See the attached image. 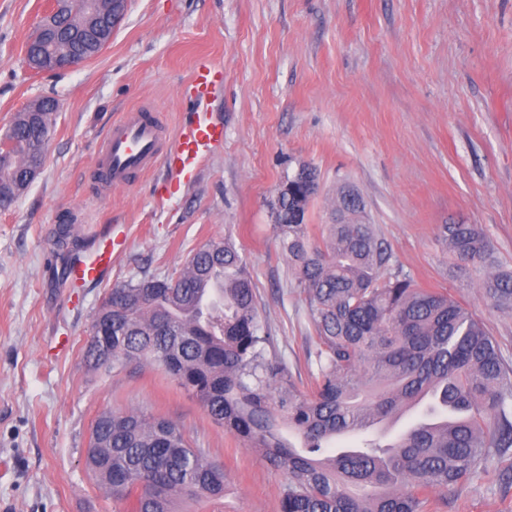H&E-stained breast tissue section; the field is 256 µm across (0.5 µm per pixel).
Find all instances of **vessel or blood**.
Here are the masks:
<instances>
[{
  "mask_svg": "<svg viewBox=\"0 0 512 512\" xmlns=\"http://www.w3.org/2000/svg\"><path fill=\"white\" fill-rule=\"evenodd\" d=\"M224 87V69L210 63L200 64L189 90L197 112L184 118L174 137H167L159 117L146 110L128 112L112 123L98 155V172L109 185L129 183L132 179L163 164L169 173L164 186L167 196L194 183L202 163L224 142V125L202 105ZM124 249L123 241L112 233L98 234L94 253L75 259L66 266V279L73 288H84L98 281L112 267L113 256Z\"/></svg>",
  "mask_w": 512,
  "mask_h": 512,
  "instance_id": "vessel-or-blood-1",
  "label": "vessel or blood"
}]
</instances>
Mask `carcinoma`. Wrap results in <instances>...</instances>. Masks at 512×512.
Segmentation results:
<instances>
[{
  "label": "carcinoma",
  "instance_id": "carcinoma-1",
  "mask_svg": "<svg viewBox=\"0 0 512 512\" xmlns=\"http://www.w3.org/2000/svg\"><path fill=\"white\" fill-rule=\"evenodd\" d=\"M82 4L71 0L61 21L71 33L89 28ZM53 127L52 112L20 111L0 135V207L29 187L25 167L42 163ZM288 178V223L274 231L315 325L310 386L300 388L260 321L229 234L195 250L175 279L113 288L93 318L86 361L163 367L210 418L288 473L280 512H428L436 496L489 476L492 460L512 463V365L483 323L392 268L349 185L323 244L313 242L305 219L317 172L302 166ZM442 239L461 262L487 266L481 226L445 224ZM218 268L224 287L205 306L202 285ZM480 288L491 305L512 307V273H485ZM419 406L421 419L391 443L369 433ZM347 435L362 437L358 449L327 453ZM86 462L124 512H180L181 503L224 497L223 467L190 447L178 423L143 411L101 414Z\"/></svg>",
  "mask_w": 512,
  "mask_h": 512
}]
</instances>
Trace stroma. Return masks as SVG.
I'll use <instances>...</instances> for the list:
<instances>
[{
  "mask_svg": "<svg viewBox=\"0 0 512 512\" xmlns=\"http://www.w3.org/2000/svg\"><path fill=\"white\" fill-rule=\"evenodd\" d=\"M48 0H0V133L52 97L43 169L0 209V512H122L86 466L95 420L143 410L177 422L221 464L224 497L199 512H279L288 481L225 432L158 365L96 369L84 349L118 284L174 278L191 253L232 234L294 377L308 383L316 336L282 253L272 205L284 176L318 173L307 214L322 241L336 192L352 184L392 264L447 292L512 361V310L493 308L478 275L442 243L446 224L482 225L495 269L512 272V0H128L108 47L75 70L39 72L26 44ZM224 67L207 108L224 146L196 183L165 198L163 165L105 191V133L124 112H157L175 131L195 62ZM108 224L126 251L88 288L63 267ZM430 512H512V472L461 485Z\"/></svg>",
  "mask_w": 512,
  "mask_h": 512,
  "instance_id": "stroma-1",
  "label": "stroma"
}]
</instances>
